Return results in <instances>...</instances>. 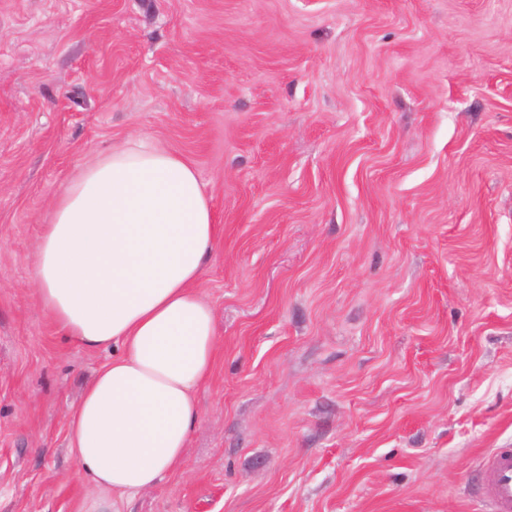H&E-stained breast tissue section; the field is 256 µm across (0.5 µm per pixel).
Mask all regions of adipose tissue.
Wrapping results in <instances>:
<instances>
[{
	"label": "adipose tissue",
	"instance_id": "obj_1",
	"mask_svg": "<svg viewBox=\"0 0 512 512\" xmlns=\"http://www.w3.org/2000/svg\"><path fill=\"white\" fill-rule=\"evenodd\" d=\"M219 236L195 169L144 140L57 194L32 262L39 302L66 340L120 350L68 415L75 477L94 492L77 512H112L180 467L217 355L197 285Z\"/></svg>",
	"mask_w": 512,
	"mask_h": 512
}]
</instances>
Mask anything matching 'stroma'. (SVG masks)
<instances>
[{"label":"stroma","mask_w":512,"mask_h":512,"mask_svg":"<svg viewBox=\"0 0 512 512\" xmlns=\"http://www.w3.org/2000/svg\"><path fill=\"white\" fill-rule=\"evenodd\" d=\"M132 139L222 226L182 468L121 512H489L512 447V0H0V512H75L67 342L30 262ZM481 492L491 512L512 511V449L493 450L485 456Z\"/></svg>","instance_id":"1"}]
</instances>
